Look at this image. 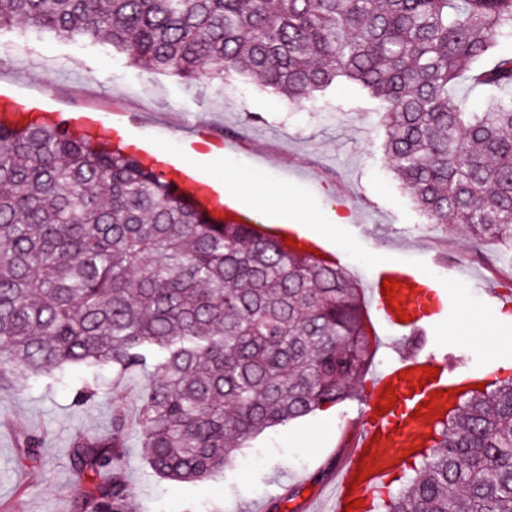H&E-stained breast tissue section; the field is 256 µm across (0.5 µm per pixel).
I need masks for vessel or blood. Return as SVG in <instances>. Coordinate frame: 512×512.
Segmentation results:
<instances>
[{
	"label": "vessel or blood",
	"instance_id": "b4317fda",
	"mask_svg": "<svg viewBox=\"0 0 512 512\" xmlns=\"http://www.w3.org/2000/svg\"><path fill=\"white\" fill-rule=\"evenodd\" d=\"M64 128L69 134L92 141L111 142L112 129L97 113L84 111H36L34 104L23 102L15 94L0 91V124L22 127L31 121ZM137 152L154 158L167 180L173 181L177 194L208 210L216 218L240 214L241 204L220 188L209 184L194 167L170 159L156 158L151 144L137 145ZM397 281L394 297H385L382 282ZM425 286L418 266L380 264L366 282L367 304L379 336L426 337L429 324L419 311L418 300ZM437 368L438 378L421 383L422 370ZM463 364L452 352L411 350L398 355L384 370L370 378V392L358 407L359 432L346 461L337 470L333 493L334 512H344L351 500H360L353 512H367L362 502L370 491L390 482L410 450L428 447L439 412L454 406V389L466 381ZM394 386L396 395H411V412L399 422L391 423L381 415L378 403L388 401L387 386ZM434 401V408H425V401ZM363 473V482H354L355 473Z\"/></svg>",
	"mask_w": 512,
	"mask_h": 512
}]
</instances>
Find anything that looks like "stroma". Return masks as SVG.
I'll return each mask as SVG.
<instances>
[{
	"instance_id": "stroma-1",
	"label": "stroma",
	"mask_w": 512,
	"mask_h": 512,
	"mask_svg": "<svg viewBox=\"0 0 512 512\" xmlns=\"http://www.w3.org/2000/svg\"><path fill=\"white\" fill-rule=\"evenodd\" d=\"M0 82L58 109H92L130 123L133 136L152 140L174 158L195 148L202 173L214 183L258 193L286 186L303 204L297 217L327 232L335 259L365 282L380 263L420 262L426 279L441 285L454 308L434 320L436 338L467 368L487 373L512 367V322L458 280L457 264L512 287L507 248L474 243L457 224H430L402 190L382 150L384 125L356 86L327 92L317 109L289 105L279 95L237 76L189 81L133 64L112 47L58 39L48 33L0 28ZM225 141L232 149L212 153ZM344 223H334V216ZM45 388H0V512H72L77 482L67 466L73 432L105 434L114 415L130 425L123 473L133 489L131 512H327L336 470L358 428L343 406L290 422L246 442L232 463L197 484L155 475L144 460L134 423L149 379L98 372L104 397L73 405L71 380ZM19 430L44 440L40 460H24Z\"/></svg>"
}]
</instances>
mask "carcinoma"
<instances>
[{
    "label": "carcinoma",
    "mask_w": 512,
    "mask_h": 512,
    "mask_svg": "<svg viewBox=\"0 0 512 512\" xmlns=\"http://www.w3.org/2000/svg\"><path fill=\"white\" fill-rule=\"evenodd\" d=\"M0 23L197 80L237 74L314 109L343 81L383 114L384 156L431 224L512 246V0H0ZM484 105L468 109L464 79ZM337 262L214 224L119 145L0 127V383L83 365L151 377L137 435L160 477L200 482L273 427L359 397L377 353ZM126 421L79 433L76 508L129 512ZM375 512H512V377L471 391ZM18 447L40 459L43 440Z\"/></svg>",
    "instance_id": "carcinoma-1"
}]
</instances>
